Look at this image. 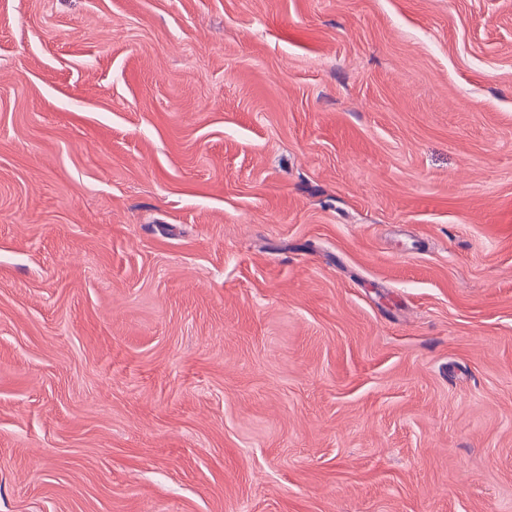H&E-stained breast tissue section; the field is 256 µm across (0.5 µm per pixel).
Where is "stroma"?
I'll return each mask as SVG.
<instances>
[{
	"mask_svg": "<svg viewBox=\"0 0 512 512\" xmlns=\"http://www.w3.org/2000/svg\"><path fill=\"white\" fill-rule=\"evenodd\" d=\"M0 512H512V0H0Z\"/></svg>",
	"mask_w": 512,
	"mask_h": 512,
	"instance_id": "stroma-1",
	"label": "stroma"
}]
</instances>
